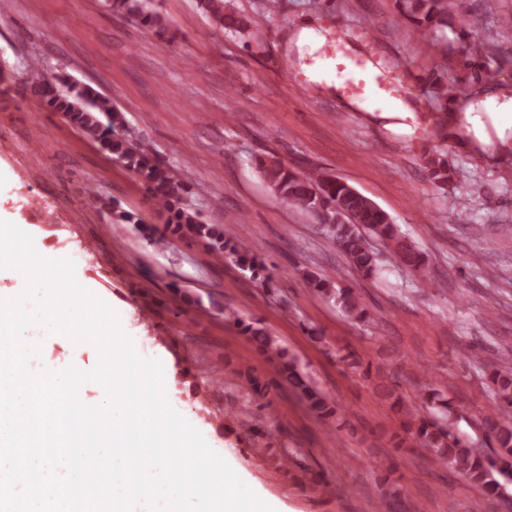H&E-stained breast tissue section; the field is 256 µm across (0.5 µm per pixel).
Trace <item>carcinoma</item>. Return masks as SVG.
<instances>
[{
	"label": "carcinoma",
	"mask_w": 512,
	"mask_h": 512,
	"mask_svg": "<svg viewBox=\"0 0 512 512\" xmlns=\"http://www.w3.org/2000/svg\"><path fill=\"white\" fill-rule=\"evenodd\" d=\"M410 19L428 28L447 24L448 0H404ZM111 11L132 16L147 26L160 24L158 15L146 8V0H108ZM212 22L221 30L246 29L245 21L235 13L224 12V0H204ZM30 89L51 112L99 144L118 163L133 172L158 207L167 212V224L173 233L196 239L222 259L234 261L241 270L256 278L266 265L250 254L245 241L235 235L230 225L203 224L184 202L188 188L180 172L165 165L135 146L120 134L125 117L112 98L86 83L71 80L44 69L38 62L27 64ZM256 167L266 185L279 197L313 215L326 234L336 240L349 263L371 276L378 269L377 257L369 240L377 238L392 246L397 259L407 266L418 267L426 258L415 244L402 236L390 215L373 200L354 193L349 185L324 172L301 173L274 154L256 160ZM314 291L331 300L350 319L362 321L367 312L351 287H342L326 278L308 275ZM225 318L250 335L258 349L275 366L277 374L288 381L307 407L325 421L333 415L329 400L314 384L307 381L296 360L265 330L245 323L235 312ZM494 393L503 409L512 407V358L498 361L491 374ZM395 404L408 418L405 435L397 436L395 447L411 448L417 444L430 450L462 475L480 492L474 512H484V504L504 497L506 485L512 483V418L499 413L483 414L476 427L487 439L488 447L474 448L454 431L455 409L446 401L442 409H433L434 398L428 396L418 406L404 404L397 395Z\"/></svg>",
	"instance_id": "cac0c4a2"
}]
</instances>
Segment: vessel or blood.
<instances>
[{"mask_svg":"<svg viewBox=\"0 0 512 512\" xmlns=\"http://www.w3.org/2000/svg\"><path fill=\"white\" fill-rule=\"evenodd\" d=\"M321 73L331 75L343 89L371 105L384 106L412 94L414 83L385 71L375 58L339 54L326 61Z\"/></svg>","mask_w":512,"mask_h":512,"instance_id":"b4317fda","label":"vessel or blood"}]
</instances>
